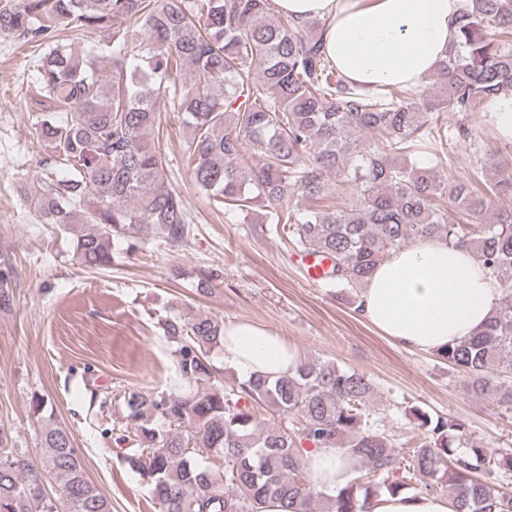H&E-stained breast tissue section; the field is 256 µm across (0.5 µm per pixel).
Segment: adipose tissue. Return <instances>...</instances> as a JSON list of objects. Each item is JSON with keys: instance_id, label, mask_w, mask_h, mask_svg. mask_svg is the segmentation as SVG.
<instances>
[{"instance_id": "adipose-tissue-1", "label": "adipose tissue", "mask_w": 512, "mask_h": 512, "mask_svg": "<svg viewBox=\"0 0 512 512\" xmlns=\"http://www.w3.org/2000/svg\"><path fill=\"white\" fill-rule=\"evenodd\" d=\"M277 13L323 22L328 57L369 87L422 85L457 34L461 0H271ZM499 294L470 250L420 239L388 254L360 290L363 317L401 345L429 352L470 337L491 316ZM223 365L237 376L294 373L297 349L265 327L241 320L224 326ZM319 489L343 486L350 463L341 452L307 457ZM372 512H450L441 494L404 491L376 497Z\"/></svg>"}]
</instances>
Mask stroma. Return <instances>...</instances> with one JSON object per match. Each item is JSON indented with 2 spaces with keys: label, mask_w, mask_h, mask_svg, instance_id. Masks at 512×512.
Segmentation results:
<instances>
[{
  "label": "stroma",
  "mask_w": 512,
  "mask_h": 512,
  "mask_svg": "<svg viewBox=\"0 0 512 512\" xmlns=\"http://www.w3.org/2000/svg\"><path fill=\"white\" fill-rule=\"evenodd\" d=\"M38 59L30 45L0 34V273H8L11 292L0 307V429L15 447L38 458L29 402L42 394L112 512H157L145 480L123 462L133 443L114 398L132 387H174V348L158 321L191 313L251 321L303 357L365 373L376 386V415L396 442L411 439L410 410L418 407L462 421L473 443L512 451V415L467 394L461 373L435 353L394 343L310 281L287 233L254 213L227 220L197 192L177 113H163L155 146L166 184L185 197L186 240L174 247L149 233L112 266L82 265L72 235L41 223L23 195L47 156L31 134L49 110L29 88ZM215 267L222 279L200 292V269Z\"/></svg>",
  "instance_id": "1"
}]
</instances>
